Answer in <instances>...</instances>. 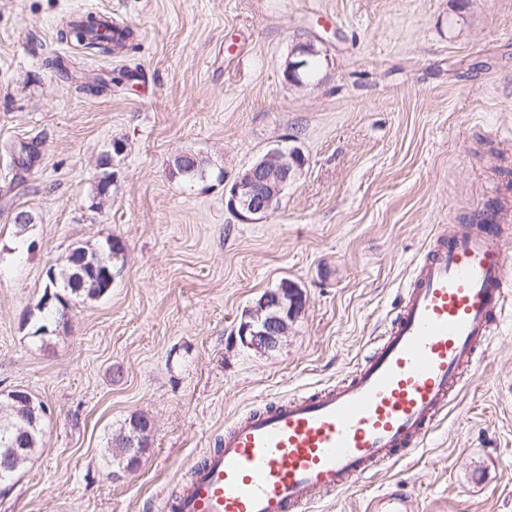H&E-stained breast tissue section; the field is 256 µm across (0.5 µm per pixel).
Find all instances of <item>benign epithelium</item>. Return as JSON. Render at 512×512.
I'll return each mask as SVG.
<instances>
[{
	"mask_svg": "<svg viewBox=\"0 0 512 512\" xmlns=\"http://www.w3.org/2000/svg\"><path fill=\"white\" fill-rule=\"evenodd\" d=\"M313 48L309 44L295 48L297 60L286 61L284 77L287 81L302 84L307 61ZM300 169L281 149H273L240 174L234 184L224 189V203L241 220L252 222L267 214L278 201L288 182ZM251 321L240 324L238 336L244 345L253 349L270 351L275 349L288 331V320L294 317V309L282 290H270L249 314ZM0 403H6L13 410L23 409L32 418L48 417L49 408L34 399L28 392L15 389L3 394Z\"/></svg>",
	"mask_w": 512,
	"mask_h": 512,
	"instance_id": "obj_1",
	"label": "benign epithelium"
}]
</instances>
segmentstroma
<instances>
[{"mask_svg":"<svg viewBox=\"0 0 512 512\" xmlns=\"http://www.w3.org/2000/svg\"><path fill=\"white\" fill-rule=\"evenodd\" d=\"M89 13L132 38L109 53L60 39ZM300 43L318 52L301 86L283 75ZM275 147L305 163L242 222L224 187ZM182 153L205 181L172 176ZM482 212L508 214L512 257V0H0V392L51 410L0 512H162L234 418L361 362L439 225ZM112 236L108 294L35 338L48 268ZM284 280L303 309L277 348H247L241 320ZM136 413L148 446L114 469L108 440ZM395 483L425 512H512V319L444 424L366 491Z\"/></svg>","mask_w":512,"mask_h":512,"instance_id":"1","label":"stroma"}]
</instances>
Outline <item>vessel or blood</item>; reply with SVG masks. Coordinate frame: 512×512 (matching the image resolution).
Here are the masks:
<instances>
[{
  "label": "vessel or blood",
  "instance_id": "1",
  "mask_svg": "<svg viewBox=\"0 0 512 512\" xmlns=\"http://www.w3.org/2000/svg\"><path fill=\"white\" fill-rule=\"evenodd\" d=\"M478 220L480 230L461 225L438 235L360 365L336 385L237 419L168 496L165 512H299L417 451L512 316L501 216ZM362 512L416 508L404 489L386 487Z\"/></svg>",
  "mask_w": 512,
  "mask_h": 512
}]
</instances>
